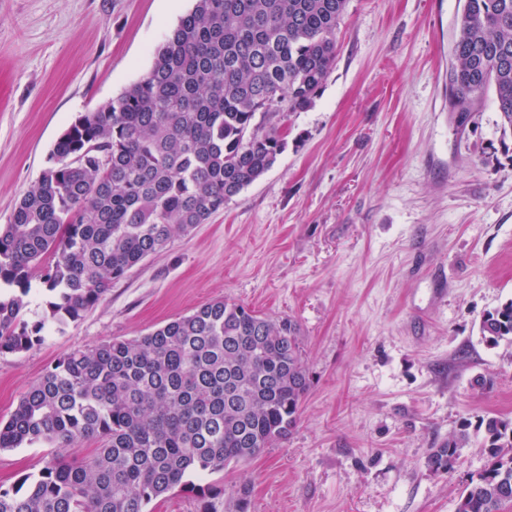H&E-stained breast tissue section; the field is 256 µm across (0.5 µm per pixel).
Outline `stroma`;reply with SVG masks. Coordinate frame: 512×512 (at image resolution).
<instances>
[{"mask_svg": "<svg viewBox=\"0 0 512 512\" xmlns=\"http://www.w3.org/2000/svg\"><path fill=\"white\" fill-rule=\"evenodd\" d=\"M193 4L0 0V224L57 138L137 82ZM461 6L347 0L336 67L273 168L78 324L0 354V419L63 354L224 299L293 319L311 384L285 438L211 483L248 486L249 512H455L484 469L482 433L445 472L429 448L461 421L512 420V342L480 331L512 300V137L494 94L448 109ZM480 374L490 390L473 389ZM53 454L0 452V485Z\"/></svg>", "mask_w": 512, "mask_h": 512, "instance_id": "stroma-1", "label": "stroma"}]
</instances>
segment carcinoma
<instances>
[{
    "label": "carcinoma",
    "instance_id": "obj_1",
    "mask_svg": "<svg viewBox=\"0 0 512 512\" xmlns=\"http://www.w3.org/2000/svg\"><path fill=\"white\" fill-rule=\"evenodd\" d=\"M347 0H194L150 70L61 134L38 181L0 225V353L44 341L46 324L76 323L148 257L224 209L287 147L286 122L313 104L336 67ZM448 83L477 104L493 91L512 134V0H464ZM44 318L21 320L31 281ZM488 343L512 340V300L485 312ZM310 386L302 338L288 318L224 299L133 339L62 355L0 420V451L52 456L25 489L0 486V512H145L190 487L203 503L224 493L187 481L224 472L272 447L295 425ZM463 422L427 466L451 469L469 444ZM487 466L457 512L512 503V421L479 420Z\"/></svg>",
    "mask_w": 512,
    "mask_h": 512
}]
</instances>
